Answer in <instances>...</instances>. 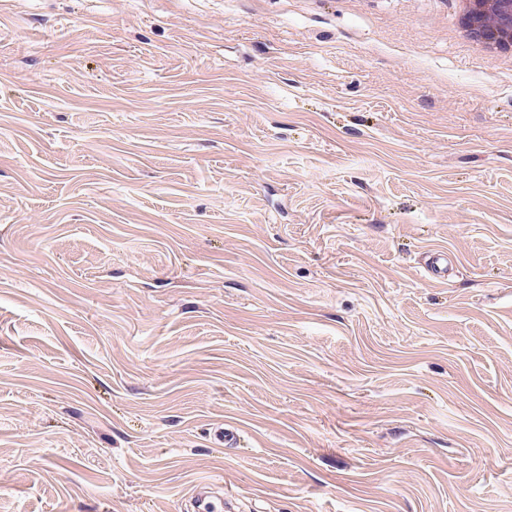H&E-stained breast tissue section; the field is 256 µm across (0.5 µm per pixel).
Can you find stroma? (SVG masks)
<instances>
[{
    "label": "stroma",
    "mask_w": 512,
    "mask_h": 512,
    "mask_svg": "<svg viewBox=\"0 0 512 512\" xmlns=\"http://www.w3.org/2000/svg\"><path fill=\"white\" fill-rule=\"evenodd\" d=\"M204 483L512 512V58L433 0H0V512Z\"/></svg>",
    "instance_id": "obj_1"
}]
</instances>
